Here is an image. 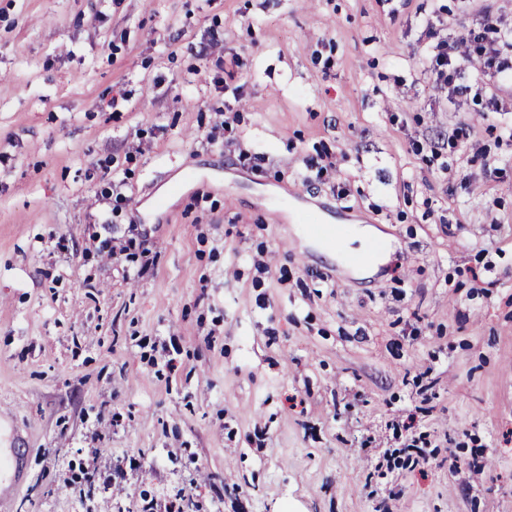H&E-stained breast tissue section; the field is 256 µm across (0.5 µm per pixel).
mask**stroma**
<instances>
[{
  "label": "stroma",
  "instance_id": "35a3bbf8",
  "mask_svg": "<svg viewBox=\"0 0 512 512\" xmlns=\"http://www.w3.org/2000/svg\"><path fill=\"white\" fill-rule=\"evenodd\" d=\"M474 8L0 0V512H512V81L420 77Z\"/></svg>",
  "mask_w": 512,
  "mask_h": 512
}]
</instances>
